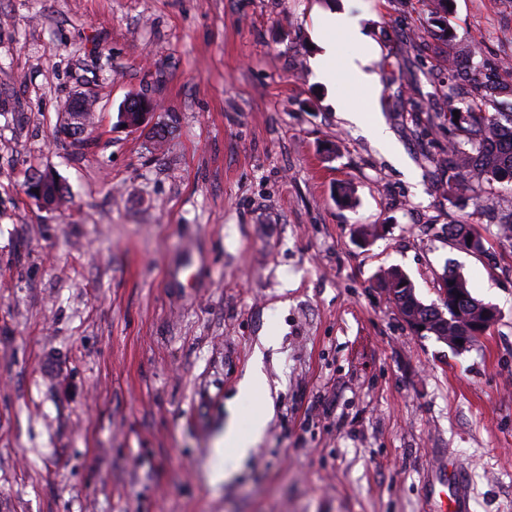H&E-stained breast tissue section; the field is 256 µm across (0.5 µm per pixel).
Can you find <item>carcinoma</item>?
I'll return each instance as SVG.
<instances>
[{"instance_id": "cac0c4a2", "label": "carcinoma", "mask_w": 512, "mask_h": 512, "mask_svg": "<svg viewBox=\"0 0 512 512\" xmlns=\"http://www.w3.org/2000/svg\"><path fill=\"white\" fill-rule=\"evenodd\" d=\"M511 97V85L488 80L481 83L477 96L465 108L459 109L454 105L453 88H448V152L437 158L435 164L448 172V181L443 184V190L448 194L450 203L457 204L483 184L490 186L498 183L502 188L512 191V141L501 143L492 140L502 125L498 113L484 109L488 102L502 104ZM146 102L150 104L152 100L140 95L125 100L119 109V122L124 124L136 120V114L143 110ZM81 103L83 112L80 125L71 129L63 125L59 127L61 134L76 141L82 140L85 129L92 127L94 119L89 107L90 97H83ZM456 110L459 111L457 120L453 115ZM44 192L58 203L67 201L66 186L53 177L45 181ZM448 238L453 242L459 238L468 239L476 251H482V238L471 224L448 225ZM380 279L387 291L394 292L392 301L400 312L408 310L414 321L430 324L429 329L424 331L426 335L441 336L444 331L442 316L453 319V308L468 313L480 305V301L467 289L465 280L453 268H445L441 280L453 283L458 294L441 307L435 303H422L416 296L411 279L399 269L384 271Z\"/></svg>"}]
</instances>
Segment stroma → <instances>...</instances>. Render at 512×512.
Instances as JSON below:
<instances>
[{
  "instance_id": "35a3bbf8",
  "label": "stroma",
  "mask_w": 512,
  "mask_h": 512,
  "mask_svg": "<svg viewBox=\"0 0 512 512\" xmlns=\"http://www.w3.org/2000/svg\"><path fill=\"white\" fill-rule=\"evenodd\" d=\"M432 8L0 0V512H438L450 462L472 512H512V239L490 218L512 193L456 208L433 163L449 55L512 76V0H451L441 46ZM374 49L396 159L342 117L343 66ZM79 93L77 143L58 116ZM136 94L156 109L122 126ZM46 168L58 210L23 193ZM462 220L484 252L449 240ZM391 267L426 304L454 268L498 319L462 351L417 334ZM256 363L265 390L240 393ZM261 414L246 459L218 450Z\"/></svg>"
}]
</instances>
